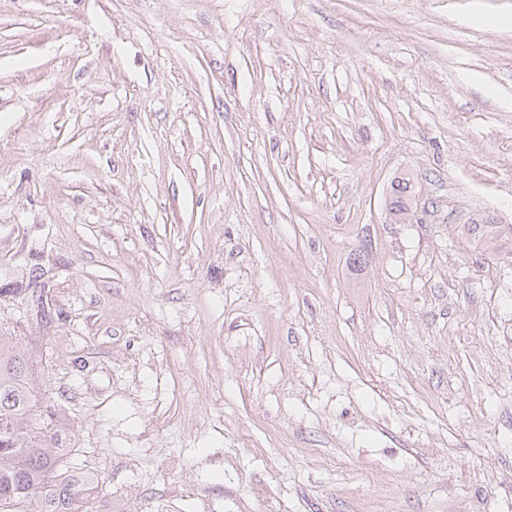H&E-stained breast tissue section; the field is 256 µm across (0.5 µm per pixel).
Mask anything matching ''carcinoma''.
Returning a JSON list of instances; mask_svg holds the SVG:
<instances>
[{
    "label": "carcinoma",
    "mask_w": 512,
    "mask_h": 512,
    "mask_svg": "<svg viewBox=\"0 0 512 512\" xmlns=\"http://www.w3.org/2000/svg\"><path fill=\"white\" fill-rule=\"evenodd\" d=\"M387 211L406 223L417 204L411 179L391 186ZM467 232L488 244L499 240L500 225L479 215ZM38 394L27 356L0 337V512H95L96 476L67 458L61 409L37 416Z\"/></svg>",
    "instance_id": "carcinoma-1"
}]
</instances>
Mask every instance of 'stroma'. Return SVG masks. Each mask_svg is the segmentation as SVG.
<instances>
[{
    "mask_svg": "<svg viewBox=\"0 0 512 512\" xmlns=\"http://www.w3.org/2000/svg\"><path fill=\"white\" fill-rule=\"evenodd\" d=\"M477 213L512 0H0V336L102 512H512ZM410 182V178L399 177L392 183L387 211L395 223L405 224L416 212L414 205L417 206V201Z\"/></svg>",
    "mask_w": 512,
    "mask_h": 512,
    "instance_id": "1",
    "label": "stroma"
}]
</instances>
